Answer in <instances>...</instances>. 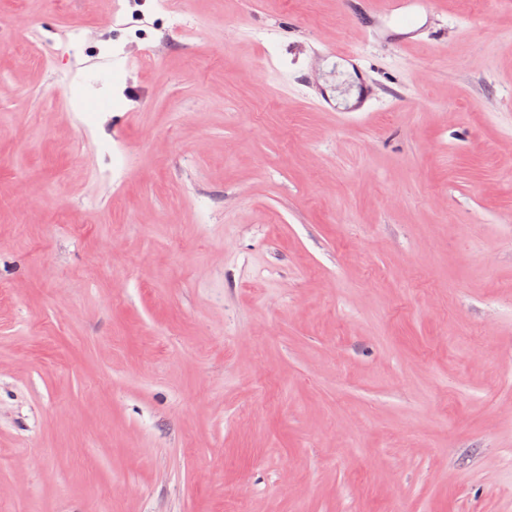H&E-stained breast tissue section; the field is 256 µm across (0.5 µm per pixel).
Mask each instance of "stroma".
Masks as SVG:
<instances>
[{
    "mask_svg": "<svg viewBox=\"0 0 512 512\" xmlns=\"http://www.w3.org/2000/svg\"><path fill=\"white\" fill-rule=\"evenodd\" d=\"M417 23L0 0V512H512V0Z\"/></svg>",
    "mask_w": 512,
    "mask_h": 512,
    "instance_id": "35a3bbf8",
    "label": "stroma"
}]
</instances>
